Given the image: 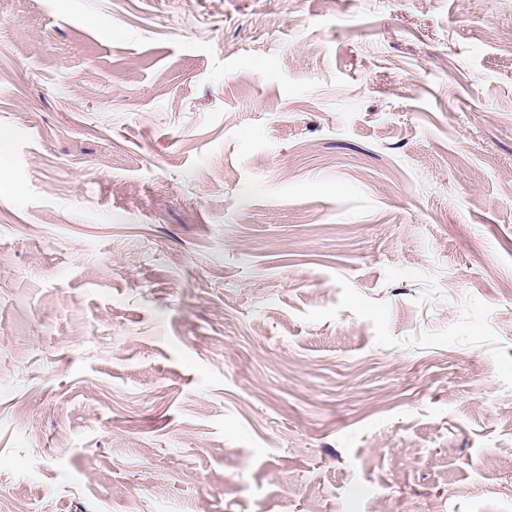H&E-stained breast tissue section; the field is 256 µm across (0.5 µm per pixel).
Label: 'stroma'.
Returning <instances> with one entry per match:
<instances>
[{
	"label": "stroma",
	"mask_w": 512,
	"mask_h": 512,
	"mask_svg": "<svg viewBox=\"0 0 512 512\" xmlns=\"http://www.w3.org/2000/svg\"><path fill=\"white\" fill-rule=\"evenodd\" d=\"M1 495L512 512V0H0Z\"/></svg>",
	"instance_id": "35a3bbf8"
}]
</instances>
